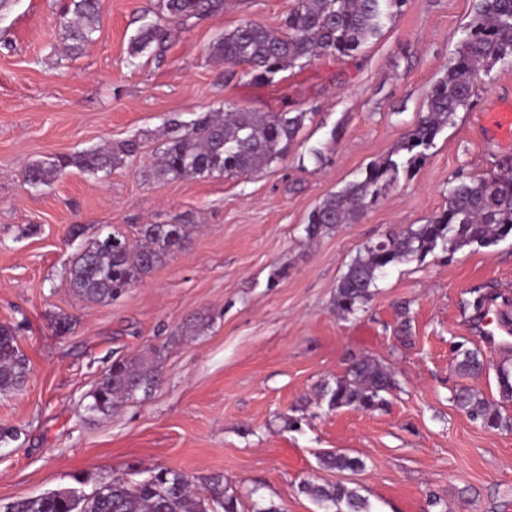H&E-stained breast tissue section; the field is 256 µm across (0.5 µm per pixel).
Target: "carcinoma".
I'll return each instance as SVG.
<instances>
[{"label":"carcinoma","instance_id":"obj_1","mask_svg":"<svg viewBox=\"0 0 512 512\" xmlns=\"http://www.w3.org/2000/svg\"><path fill=\"white\" fill-rule=\"evenodd\" d=\"M404 0H296L281 26L271 30L245 21L219 36L209 56L226 64H245L256 83H272L276 76L298 63L322 56H347L377 36L389 17V9ZM162 12L173 22L224 9V0H162ZM71 17L61 26L72 41L67 51L76 54L96 31V0H71ZM167 32L156 22L143 25L131 40L129 55L142 56L162 44ZM512 65V0H478L467 32L459 42L448 70L433 86L427 112L407 134L399 150L408 157L388 155L370 162L360 176L341 190L324 197L310 212L308 238L315 239L340 224H352L376 203L401 175L409 174L426 157L437 134L451 117L469 106L481 75L496 65ZM306 112H239L217 109L204 112L185 125L167 121L162 143L154 156V174L168 180L238 177L261 171L285 155L304 125ZM134 137L104 148L56 155L36 162L25 172V181L45 186L70 167L89 175H108L126 159L139 153ZM446 203L424 224H412L366 244L348 265L336 287L334 308L341 316L355 314L371 297L372 289L390 267L419 260L438 245L457 251L474 243L488 246L512 236V167L487 178L458 172L448 180ZM189 224H142L131 242L114 229L98 234L76 254L67 269L74 293L87 301L111 302L155 268L166 264L191 238ZM457 369L476 377L485 369L484 359L473 349H457ZM27 356L20 349L15 329L0 325V394L21 389L29 376ZM159 379L157 367L145 356L116 358L89 393L93 412L109 415L120 404L148 395ZM396 386L393 372L380 362L355 359L344 376L323 388L328 407L379 408L384 395ZM456 406L486 429L507 425L498 406L472 388L454 395ZM320 463L327 469L354 471L363 463L341 452H325ZM210 497L196 493L195 479L169 468H157L150 479L129 481L114 477L101 482L90 494L77 487L47 491L35 498L3 506V512H241L239 498L224 488V477L204 478ZM300 491L321 512H370L368 499L356 487L341 483L306 482Z\"/></svg>","mask_w":512,"mask_h":512}]
</instances>
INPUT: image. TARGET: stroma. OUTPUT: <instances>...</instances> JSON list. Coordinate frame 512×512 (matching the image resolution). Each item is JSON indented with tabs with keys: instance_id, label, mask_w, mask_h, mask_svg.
<instances>
[{
	"instance_id": "1",
	"label": "stroma",
	"mask_w": 512,
	"mask_h": 512,
	"mask_svg": "<svg viewBox=\"0 0 512 512\" xmlns=\"http://www.w3.org/2000/svg\"><path fill=\"white\" fill-rule=\"evenodd\" d=\"M70 0H0V325L15 328L30 375L0 395V504L62 487L92 492L115 476L167 467L220 473L242 512L274 503L317 512L306 481L360 488L371 512H512V426L487 430L453 394L478 390L512 418L499 372L512 353L469 329L479 296L503 299L512 320V236L456 252L436 248L392 267L370 300L336 313V286L355 255L390 230L422 224L458 171L490 177L511 156L480 134L481 112L512 102V67L476 86L427 157L353 224L316 241L309 212L402 142L426 110L477 0H405L380 36L350 56H324L257 84L209 58L214 39L245 20L280 27L295 0H224L223 11L166 23L159 55L129 42L161 20L158 0H100L92 42L68 57L59 16ZM310 118L287 155L241 177L165 180L151 172L156 134L171 118L219 107ZM140 136V155L105 177L70 168L37 189L32 163ZM323 151L315 162L314 151ZM85 228L73 239V225ZM108 224L195 230L167 264L109 303L72 292L66 270ZM72 320L70 331L55 327ZM208 322L191 333L196 319ZM480 350L483 373L456 370L457 344ZM152 350L159 384L107 416L86 410L102 371ZM369 356L397 385L373 411L329 408L322 385ZM297 418L285 427L283 416ZM340 451L362 469L324 468Z\"/></svg>"
}]
</instances>
